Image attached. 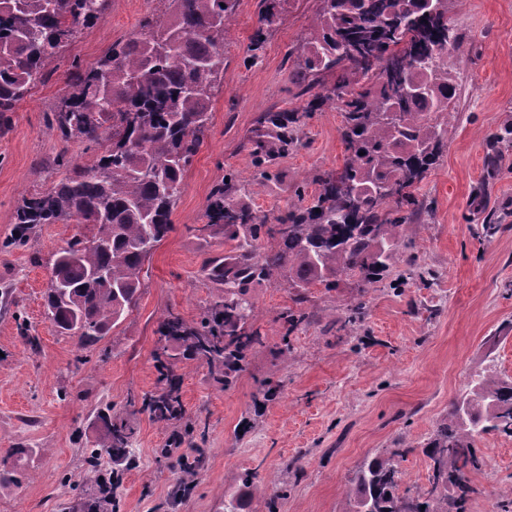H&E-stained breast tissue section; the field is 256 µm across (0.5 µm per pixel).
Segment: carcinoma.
Masks as SVG:
<instances>
[{"instance_id": "cac0c4a2", "label": "carcinoma", "mask_w": 512, "mask_h": 512, "mask_svg": "<svg viewBox=\"0 0 512 512\" xmlns=\"http://www.w3.org/2000/svg\"><path fill=\"white\" fill-rule=\"evenodd\" d=\"M112 0H0V115L13 112L54 72L53 64L82 31L109 10ZM164 17L149 15L140 34L115 44L94 66L72 57L70 91L48 119L64 142L95 152L78 167L65 156V172L45 190L23 195L13 233L0 245L24 246L38 224H91L96 232L74 239L55 254L44 293L55 331L90 346L108 335L136 305L143 267L173 229L171 216L184 175L203 144L214 91L224 80V46L238 0H164ZM276 0H269L252 36L263 48ZM448 0L425 15L419 0H323L305 56L294 72L309 91L324 75L334 84L316 96L342 114L341 139L348 152L341 170L323 180L308 206L288 208L267 226L242 197L272 179L270 166L288 154L302 115L268 112L247 138L254 171L250 179L224 174L207 208L208 223L224 228L235 245L209 261L207 277L224 286V297L195 322L169 314L161 335L181 342L180 355L204 361L224 377L243 370L247 352L260 344L248 315L238 308L254 283L281 281L289 288L336 287L342 276L374 281L399 254L403 225L419 212L411 188L439 157L456 84L444 56L457 36L448 33ZM270 245L262 246L263 238ZM162 392L143 399L158 421L181 416V377L164 366ZM463 400V417L440 424L423 452L433 461L431 488L415 497L399 494L401 452L364 466L355 478L354 510L366 502L395 505L398 512H465L472 489L462 469H480L476 438L512 436V383L477 375ZM131 432L108 426L91 451L120 458ZM27 473L0 462V485H19ZM116 479L98 481L99 496L88 512H114ZM456 495L448 497V486Z\"/></svg>"}]
</instances>
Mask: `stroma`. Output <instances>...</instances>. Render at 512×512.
I'll return each instance as SVG.
<instances>
[{
  "label": "stroma",
  "instance_id": "obj_1",
  "mask_svg": "<svg viewBox=\"0 0 512 512\" xmlns=\"http://www.w3.org/2000/svg\"><path fill=\"white\" fill-rule=\"evenodd\" d=\"M322 0H280L264 47L252 51L264 0H240L224 53V82L210 125L183 180L173 229L144 265L136 306L88 348L57 334L45 317L51 256L87 224H39L26 248L0 249V456L28 449V478L0 485V512H87L98 474L116 473L119 512H351L350 492L366 462L401 448V490L429 486L423 450L452 421L455 401L477 374L512 381V0H448L457 36L446 60L458 83L439 162L413 192L425 210L404 225L398 259L378 282L359 277L336 287L252 285L263 342L245 370L218 380L205 363L179 360L180 420L136 412L131 398L158 388L159 323L167 312L192 322L223 291L204 273L231 249L222 229L199 233L213 186L232 170L249 178L242 142L266 112L302 113L298 141L271 167L272 181L248 199L276 223L296 203V186L317 195L319 179L342 168V116L311 112L312 92L291 80ZM162 0H112L76 40L71 54L95 64L136 37ZM57 70L16 111L0 114V240L13 232L25 193L49 187L65 156L85 165L83 144L52 136L46 117L67 92ZM365 301L362 321L340 329L346 310ZM303 313L284 334L283 313ZM126 421L132 453L86 457L105 432L99 417ZM476 446L480 469L467 512H504L512 501V438L487 435ZM198 464L190 495L176 492L183 456ZM257 471L243 488L245 471Z\"/></svg>",
  "mask_w": 512,
  "mask_h": 512
}]
</instances>
